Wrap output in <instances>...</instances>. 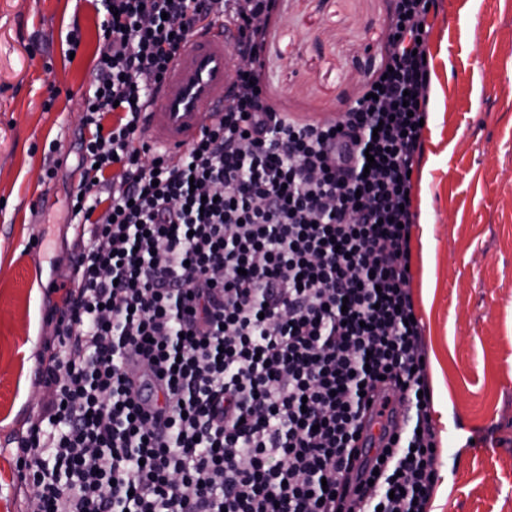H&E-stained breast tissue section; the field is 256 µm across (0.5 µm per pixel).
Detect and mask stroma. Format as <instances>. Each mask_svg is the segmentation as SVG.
<instances>
[{
    "instance_id": "1",
    "label": "stroma",
    "mask_w": 512,
    "mask_h": 512,
    "mask_svg": "<svg viewBox=\"0 0 512 512\" xmlns=\"http://www.w3.org/2000/svg\"><path fill=\"white\" fill-rule=\"evenodd\" d=\"M394 8L279 0L265 50L274 101L299 117L345 110L381 61ZM99 22L91 0H0V512L23 508L15 448L51 334L47 289L71 273L69 202ZM429 48L411 287L438 441L432 510L512 512V0H436Z\"/></svg>"
}]
</instances>
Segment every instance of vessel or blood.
<instances>
[{"mask_svg": "<svg viewBox=\"0 0 512 512\" xmlns=\"http://www.w3.org/2000/svg\"><path fill=\"white\" fill-rule=\"evenodd\" d=\"M234 65L223 22L190 36L148 107L144 140L173 156L186 150L211 115L223 110Z\"/></svg>", "mask_w": 512, "mask_h": 512, "instance_id": "vessel-or-blood-1", "label": "vessel or blood"}]
</instances>
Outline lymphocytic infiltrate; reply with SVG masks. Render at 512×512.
I'll return each instance as SVG.
<instances>
[{"instance_id": "obj_1", "label": "lymphocytic infiltrate", "mask_w": 512, "mask_h": 512, "mask_svg": "<svg viewBox=\"0 0 512 512\" xmlns=\"http://www.w3.org/2000/svg\"><path fill=\"white\" fill-rule=\"evenodd\" d=\"M94 2L78 240L17 448L26 512H430L409 236L435 0H397L364 96L323 120L270 102L277 0ZM218 17L224 112L173 157L141 114Z\"/></svg>"}]
</instances>
